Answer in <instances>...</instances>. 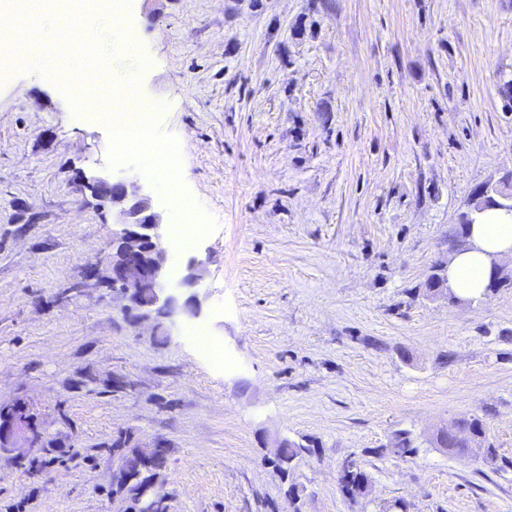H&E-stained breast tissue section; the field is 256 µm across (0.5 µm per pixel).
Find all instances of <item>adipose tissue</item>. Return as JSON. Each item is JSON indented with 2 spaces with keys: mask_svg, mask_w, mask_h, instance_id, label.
I'll list each match as a JSON object with an SVG mask.
<instances>
[{
  "mask_svg": "<svg viewBox=\"0 0 512 512\" xmlns=\"http://www.w3.org/2000/svg\"><path fill=\"white\" fill-rule=\"evenodd\" d=\"M469 240L470 248L454 254L445 270L449 286L462 298L480 296L494 259L512 255V212L484 211L472 225Z\"/></svg>",
  "mask_w": 512,
  "mask_h": 512,
  "instance_id": "1",
  "label": "adipose tissue"
}]
</instances>
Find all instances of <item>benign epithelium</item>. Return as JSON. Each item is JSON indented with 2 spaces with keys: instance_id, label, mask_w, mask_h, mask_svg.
<instances>
[{
  "instance_id": "1",
  "label": "benign epithelium",
  "mask_w": 512,
  "mask_h": 512,
  "mask_svg": "<svg viewBox=\"0 0 512 512\" xmlns=\"http://www.w3.org/2000/svg\"><path fill=\"white\" fill-rule=\"evenodd\" d=\"M92 191L112 204V251L102 263L104 278L126 301L136 320L155 321L154 329H170L175 317L197 318L201 300L194 289L203 279V262L190 261L184 275L171 283V244L152 197L131 177H98ZM48 440L47 429L37 423L22 400L0 406V455L25 460Z\"/></svg>"
}]
</instances>
